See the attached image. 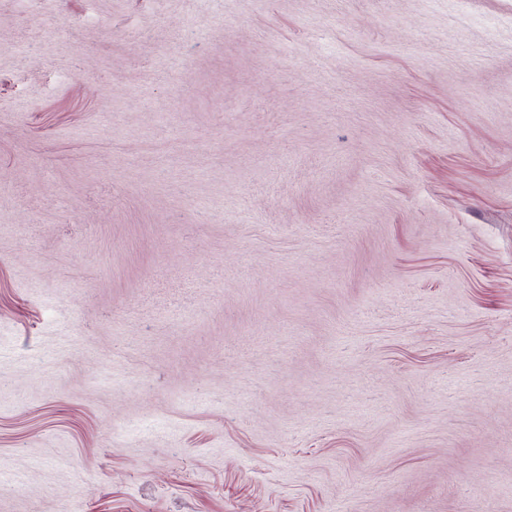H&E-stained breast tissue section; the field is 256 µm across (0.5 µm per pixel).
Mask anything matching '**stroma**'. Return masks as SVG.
I'll return each mask as SVG.
<instances>
[{
  "instance_id": "1",
  "label": "stroma",
  "mask_w": 512,
  "mask_h": 512,
  "mask_svg": "<svg viewBox=\"0 0 512 512\" xmlns=\"http://www.w3.org/2000/svg\"><path fill=\"white\" fill-rule=\"evenodd\" d=\"M0 512H512V0H0Z\"/></svg>"
}]
</instances>
